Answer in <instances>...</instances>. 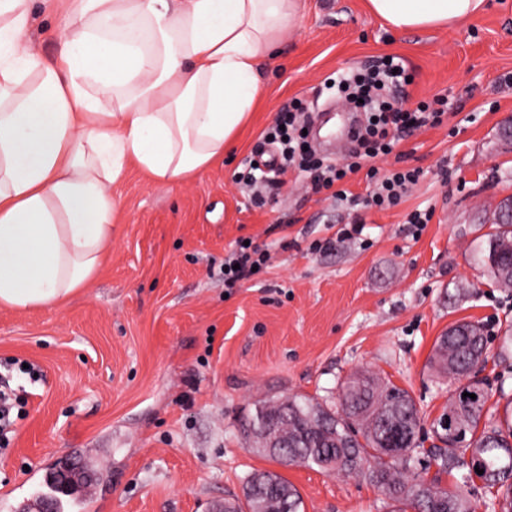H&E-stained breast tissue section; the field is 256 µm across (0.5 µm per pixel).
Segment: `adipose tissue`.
<instances>
[{"label": "adipose tissue", "instance_id": "adipose-tissue-1", "mask_svg": "<svg viewBox=\"0 0 512 512\" xmlns=\"http://www.w3.org/2000/svg\"><path fill=\"white\" fill-rule=\"evenodd\" d=\"M35 0H0V306L56 307L97 271L137 165L179 185L223 158L258 66L302 0H55L58 47L25 39ZM397 30L457 27L486 0H367Z\"/></svg>", "mask_w": 512, "mask_h": 512}]
</instances>
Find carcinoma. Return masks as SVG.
I'll list each match as a JSON object with an SVG mask.
<instances>
[{"instance_id":"obj_1","label":"carcinoma","mask_w":512,"mask_h":512,"mask_svg":"<svg viewBox=\"0 0 512 512\" xmlns=\"http://www.w3.org/2000/svg\"><path fill=\"white\" fill-rule=\"evenodd\" d=\"M477 255L485 273L512 288V220L490 225ZM488 362L487 340L478 322L461 321L438 339L430 364L450 380H467L433 422L440 444L414 456L421 417L410 394L389 382L355 373L341 386L331 409L305 395L270 401L245 423L247 435L276 441L268 457L285 465L316 466L373 482L391 512H476L465 490L440 485L439 475L466 470L462 484L478 478L491 495L490 512H512V423L488 417L491 392L476 373ZM476 399L462 397L463 393ZM481 462L478 474L467 458ZM437 475L429 478L431 466ZM248 512H299L302 498L271 471L247 479Z\"/></svg>"}]
</instances>
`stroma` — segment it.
Wrapping results in <instances>:
<instances>
[{
    "mask_svg": "<svg viewBox=\"0 0 512 512\" xmlns=\"http://www.w3.org/2000/svg\"><path fill=\"white\" fill-rule=\"evenodd\" d=\"M387 55L414 77L407 106L445 94L456 110L405 141L406 166L424 175L404 202L362 210L360 235L315 250L352 214L299 184L255 208L235 175L291 99L346 115L331 79ZM259 73L263 99L223 159L172 189L134 168L113 186L112 243L81 292L57 308H0V366L26 360L42 373L10 376L25 406L0 451V489L12 488L0 512L35 492L28 469L45 478L82 448L112 460L90 512H219L265 470L298 489L302 512H389L368 479L257 454L245 422L294 394L335 401L366 370L409 392L427 449L457 388L429 366L436 339L475 321L499 352L512 288L482 276L473 250L484 219L512 197V0L420 31L392 29L365 0H306ZM425 209L432 219L414 234L407 217ZM242 238L267 246L270 265L228 290L224 258Z\"/></svg>",
    "mask_w": 512,
    "mask_h": 512,
    "instance_id": "stroma-1",
    "label": "stroma"
}]
</instances>
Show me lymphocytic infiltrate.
Wrapping results in <instances>:
<instances>
[{"mask_svg":"<svg viewBox=\"0 0 512 512\" xmlns=\"http://www.w3.org/2000/svg\"><path fill=\"white\" fill-rule=\"evenodd\" d=\"M411 82V73L397 56L384 57L378 64L338 81L337 89L351 109L364 115L360 129L351 134L350 149L338 161L310 148L305 134L312 126L310 107L302 99H293L276 113L263 135L264 144L276 150L273 161L262 171L253 165L245 167L235 177L240 188L248 190L251 205L263 207L266 188L284 187L292 176L306 178L312 193H328L339 205L387 210L401 204L421 177L420 169L403 167V141L415 132L441 126L453 107L444 95L419 102L411 110L399 106L396 95ZM388 156L395 158L396 167L375 166V159ZM358 172L366 178L367 194L363 197L346 187L350 175ZM269 260L270 252L263 246L237 241L224 258L225 287H237L251 278L254 270H265Z\"/></svg>","mask_w":512,"mask_h":512,"instance_id":"lymphocytic-infiltrate-1","label":"lymphocytic infiltrate"}]
</instances>
